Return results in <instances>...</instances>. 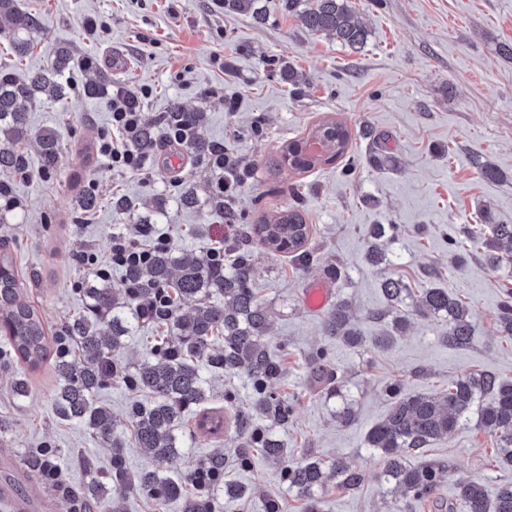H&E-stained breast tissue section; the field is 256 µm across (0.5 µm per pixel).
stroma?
<instances>
[{"instance_id": "obj_1", "label": "stroma", "mask_w": 512, "mask_h": 512, "mask_svg": "<svg viewBox=\"0 0 512 512\" xmlns=\"http://www.w3.org/2000/svg\"><path fill=\"white\" fill-rule=\"evenodd\" d=\"M349 2L367 31L356 49L309 32L282 0H255L253 16L225 10L216 0H18L20 8L44 17L46 30L33 34L35 49L23 58L0 37V64L20 72L46 68L59 44L77 55L69 106L43 104L29 114L32 130H57L58 168L43 174L36 141H26L30 172L9 179L20 207L0 223V245L10 251L28 300L55 330L83 311L79 285L86 270L78 256L105 258L113 233L127 230L154 203L166 211L155 232L188 251L238 243L246 225L300 206L313 226L312 265L257 244L250 250L253 286L271 318L270 350L282 368L272 388L293 407L279 435L296 454L341 455L361 471L357 489L320 492L323 512H401L400 495L383 480L365 444L367 431L389 408V386L398 385L405 395L429 393L473 371L512 380V342L498 325L512 266H491L476 251L458 262L448 247L449 237L466 240L478 225L512 224V60L498 53L501 42H512V0ZM91 18L104 23L98 34L86 31ZM98 64L110 68L115 85L134 93L149 89L141 102L145 123L160 125L175 104L207 113L204 137L252 169L230 200L235 223H225L205 195L197 207L181 206L175 183L180 169L194 170L203 188L215 173L190 156L182 168L171 167L164 144L135 174L103 162L85 166L81 147L97 142L110 126L107 96L83 92ZM288 66L294 70L290 78L284 74ZM229 101L234 111H225ZM326 116L351 133L346 158L301 174L273 171L270 159L278 149ZM486 162L502 171V179L481 176ZM89 184L100 203L81 213L74 207L75 190ZM119 196L131 210L113 207ZM376 224L396 227L386 246L390 261L378 266L365 258ZM432 269L472 311L474 338L467 348L440 343L444 318L418 316L409 299L389 308L382 294L384 276L424 288ZM318 281L329 285L333 301L350 304L364 336L360 345L325 336L326 311L305 305L307 289ZM375 312L388 324L398 316L407 321L389 347L373 342L383 323L372 320ZM315 353L344 377L355 411L351 425L337 422L331 403L311 385L308 358ZM30 377V395L20 400L9 376L0 375V421L8 426L0 436V487L10 493L0 499V512H14L16 500L27 512H72L70 496L28 472L26 449L46 441L60 448L56 464L75 489L108 469L111 450L83 426L58 418L50 365ZM99 398L125 434L128 467L141 468L145 459L127 432V409L137 393L116 383L100 390ZM185 439L173 464L181 472L194 469L212 448L231 456L240 446L231 430L215 440L189 427ZM493 448L491 438L470 424L422 452V459L449 465L452 479L438 496L453 503L454 512H463L454 478H480L491 494L512 483V467L498 466ZM224 477L249 490L224 512H263L267 495L282 497L285 512H304L303 497L279 482L272 464L231 467Z\"/></svg>"}]
</instances>
